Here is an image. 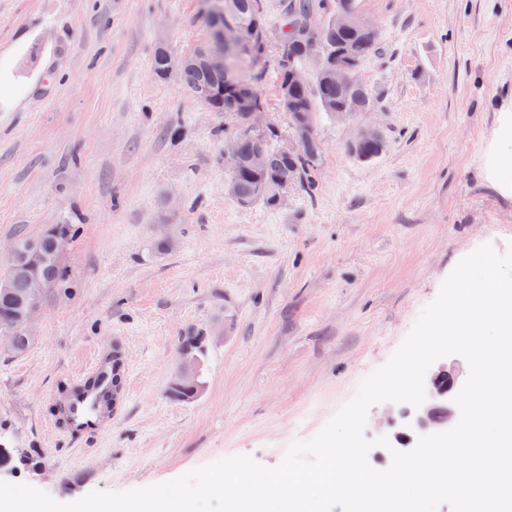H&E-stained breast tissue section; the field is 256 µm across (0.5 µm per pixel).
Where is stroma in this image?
Instances as JSON below:
<instances>
[{"label": "stroma", "mask_w": 512, "mask_h": 512, "mask_svg": "<svg viewBox=\"0 0 512 512\" xmlns=\"http://www.w3.org/2000/svg\"><path fill=\"white\" fill-rule=\"evenodd\" d=\"M385 52L361 80L377 106L317 113L313 192L239 207L225 192L232 117L177 78L157 47L208 35L200 0H0V275L17 236L73 220L66 287L44 295L12 356L0 343V436L31 459L6 475L55 501L173 480L245 454L273 467L384 365L457 263L512 248V0H357ZM256 84L274 83L281 0ZM379 157L353 158L357 129ZM168 250H156L159 238ZM207 339L204 386L171 396L179 340ZM120 346L130 390L100 438L49 426L47 396ZM162 46L158 47L154 53L152 66L155 75L160 79H165L168 75L164 74V69L167 64L166 72H171L174 69H179L185 66L188 59L182 54H173L169 51H165V59L162 52ZM165 62V63H164ZM381 139L378 132L361 128L355 137L349 142V147L354 144L364 141H379ZM384 149V142L381 139L379 142H365L357 145L350 154L361 161H369L376 158Z\"/></svg>", "instance_id": "1"}]
</instances>
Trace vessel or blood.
<instances>
[{
    "mask_svg": "<svg viewBox=\"0 0 512 512\" xmlns=\"http://www.w3.org/2000/svg\"><path fill=\"white\" fill-rule=\"evenodd\" d=\"M49 400L70 438L82 441L106 434L112 423V371L105 355L96 354L70 390L50 394Z\"/></svg>",
    "mask_w": 512,
    "mask_h": 512,
    "instance_id": "obj_1",
    "label": "vessel or blood"
}]
</instances>
